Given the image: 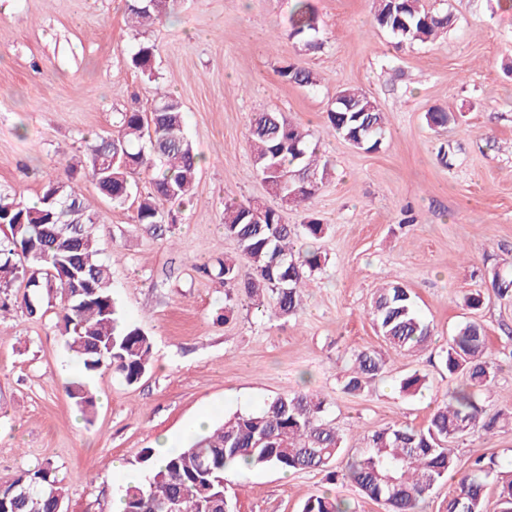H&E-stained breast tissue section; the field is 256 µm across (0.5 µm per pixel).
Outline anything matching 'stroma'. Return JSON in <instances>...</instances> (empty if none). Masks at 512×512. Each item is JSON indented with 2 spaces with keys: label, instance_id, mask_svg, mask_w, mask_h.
I'll list each match as a JSON object with an SVG mask.
<instances>
[{
  "label": "stroma",
  "instance_id": "35a3bbf8",
  "mask_svg": "<svg viewBox=\"0 0 512 512\" xmlns=\"http://www.w3.org/2000/svg\"><path fill=\"white\" fill-rule=\"evenodd\" d=\"M320 48L289 35L293 0H174L152 28L126 24L128 0H0V190L32 202L63 173L84 138L113 130L117 113L149 109L154 89L184 106L186 133L201 158L190 203L165 206V231L134 221L85 175L77 181L99 216L102 257L126 323L152 341V362L129 384L102 370L89 379L96 407L83 417L65 392L82 372L65 345L58 306L43 316L16 308L0 317V484L52 462L66 489V512H111L112 500L144 480L142 457L161 437L183 434L199 414L217 422L273 398L325 397L327 421L357 453L364 438L393 425L425 427L456 386L441 355L464 321L480 322L500 366L482 401L512 410V301L487 286L496 269L512 276V9L499 0H425L453 25L439 38L396 46L374 22V0H311ZM154 44L153 77L128 64ZM296 62L317 77L300 86L280 77ZM358 87L388 123L381 147L366 153L332 133L327 111L337 92ZM433 107L458 125L428 126ZM276 110L308 130L333 171L306 207L282 204L257 176L247 141L253 113ZM234 198L281 209L283 221L328 224L326 254L294 315L268 317L199 273L234 254L222 230ZM386 282L411 289L435 332L415 356L389 349L368 314ZM484 296L480 309L465 294ZM382 355L385 373L358 395L343 384L357 353ZM421 393L400 389L411 372ZM459 472L474 450L512 469V423L454 441ZM331 492L354 512H384L344 476L271 468L224 473L233 512H297Z\"/></svg>",
  "mask_w": 512,
  "mask_h": 512
}]
</instances>
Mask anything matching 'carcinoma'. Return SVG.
<instances>
[{
  "label": "carcinoma",
  "mask_w": 512,
  "mask_h": 512,
  "mask_svg": "<svg viewBox=\"0 0 512 512\" xmlns=\"http://www.w3.org/2000/svg\"><path fill=\"white\" fill-rule=\"evenodd\" d=\"M169 2L134 0L130 20L153 25L168 15ZM376 25L397 43L429 41L451 25L446 13L427 9L423 0H375ZM291 34L311 50L316 47L318 16L310 0H293ZM155 46L141 43L130 64L152 77ZM279 74L298 85H313L312 71L297 64L283 65ZM328 110L331 129L366 153L379 149L385 113L365 91L345 88ZM84 139L82 159L64 174L47 179L38 205L31 206L0 192V313L9 310L8 291L25 282L17 306L30 316L41 311L42 299L59 295L61 323L67 349L93 374L110 369L127 383L137 382L152 358L150 338L137 326L122 325L112 298V276L100 259L97 215L84 202L75 183L77 167L87 170L100 193L122 205L136 202L134 222L154 229L163 225L162 206L191 200L198 175L199 156L184 131L183 103L173 93L155 88L154 103L142 111L117 113L115 130ZM253 165L263 183L277 197H293L308 204L331 173V163L319 154L299 126L281 112H256L249 125ZM153 172L151 191L134 192L132 174ZM251 203L224 204V236L237 244V253L203 273L243 289L246 298L262 303L275 296V317H287L300 306L305 281L326 263V256L309 245L295 249V227L283 222L279 210L268 207L251 220ZM328 225L312 217L302 225V236L323 238ZM490 288L500 298L512 297V277L488 274ZM369 315L378 336L391 348L408 354L428 347L434 336L418 313L413 292L391 282L374 293ZM448 376L460 379L432 414L427 427L391 426L367 437L365 448L348 458L347 477L368 498L382 503L385 512H420L423 502L448 474L457 459L448 442L475 431L490 433L505 426L512 412H491L481 403L497 368L487 361V336L476 320L458 327L442 350ZM383 358L360 352L344 389L359 394L383 375ZM66 393L85 416L95 406L87 384L77 379ZM325 400L309 393L276 397L258 411L239 413L223 424L192 438L191 443L155 466L153 454L143 455L150 475L124 493L123 512H223L224 471L238 464L245 469L273 468L284 472L323 470L334 464L344 448L336 428L324 420ZM494 480L498 512H512V472L495 469V461L478 455L471 472L462 476L445 512H485L489 480ZM6 512H63L64 495L56 468L45 462L21 471L0 485ZM299 512H351L344 501L323 492L308 497Z\"/></svg>",
  "instance_id": "1"
}]
</instances>
